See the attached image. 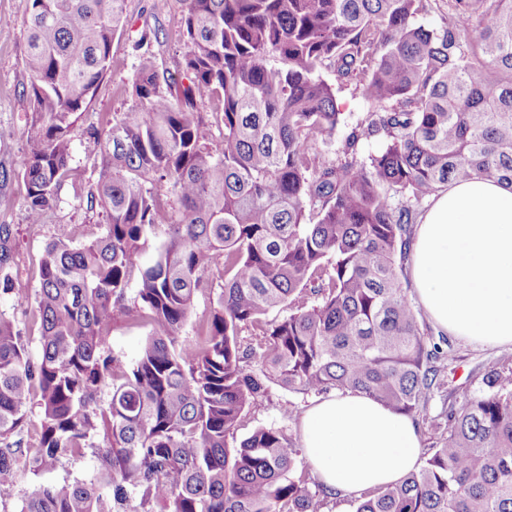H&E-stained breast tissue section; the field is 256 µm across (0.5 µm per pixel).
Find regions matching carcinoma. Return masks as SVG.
Masks as SVG:
<instances>
[{
	"mask_svg": "<svg viewBox=\"0 0 512 512\" xmlns=\"http://www.w3.org/2000/svg\"><path fill=\"white\" fill-rule=\"evenodd\" d=\"M125 2L23 0L32 224L73 179L70 131L108 69ZM185 3L188 84L165 90L140 61L138 105L107 132L98 176L77 196L103 210V231L81 245L57 237L32 270L39 361L0 312V503L26 471L19 512H322L332 493L309 487L283 430L228 444L274 384L365 394L433 438L420 469L355 512H512V360L489 367L476 395L417 417L445 367L403 280L424 200L476 176L512 187V0H452L439 29L418 22L432 0ZM475 18L467 50L460 34ZM324 69L371 105L331 160L317 143L341 113ZM206 99L220 103L218 152L196 108ZM376 137L382 149L361 158ZM149 178L173 201L151 195ZM159 227L166 238L142 267L141 241ZM219 264L216 306L195 342L179 341ZM0 294L28 295L10 224ZM280 307L288 317L268 319ZM115 319L152 326L126 365L106 347ZM88 453L92 479H44Z\"/></svg>",
	"mask_w": 512,
	"mask_h": 512,
	"instance_id": "obj_1",
	"label": "carcinoma"
}]
</instances>
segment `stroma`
<instances>
[{
  "label": "stroma",
  "instance_id": "1",
  "mask_svg": "<svg viewBox=\"0 0 512 512\" xmlns=\"http://www.w3.org/2000/svg\"><path fill=\"white\" fill-rule=\"evenodd\" d=\"M183 10V0H127L126 22L112 42L110 66L70 132L79 183L94 180L93 165L101 160V136L122 112L138 103L132 93V76L140 60L151 58L162 75L180 69L185 52ZM0 16L6 19L5 25H0V172L8 174L7 180H0V224L13 227V272L26 280L49 241L68 233L74 243L87 242L101 233L105 218L101 210L87 209L76 200L72 186L67 185L60 191L57 206L45 212L41 226L29 223L23 205L26 187L19 172L31 110L29 81L22 65L26 31L21 0H0ZM322 76L333 84L342 114L332 139L317 147L320 158L328 159L341 149L345 136L361 122L370 105L355 86L337 84L334 73L326 70ZM150 334V325L130 327L118 321L110 328L107 346L115 357L128 363L138 356ZM442 349L452 380L427 403L425 412L430 416L439 414L449 402H463L480 388L488 367L512 356L511 348L480 346L455 336L449 337ZM315 401L312 395L272 387L268 400L250 407L236 436L242 439L257 428L273 426L300 441L301 415Z\"/></svg>",
  "mask_w": 512,
  "mask_h": 512
}]
</instances>
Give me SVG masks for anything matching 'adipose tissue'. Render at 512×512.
I'll return each instance as SVG.
<instances>
[{"label":"adipose tissue","instance_id":"ef3b65f1","mask_svg":"<svg viewBox=\"0 0 512 512\" xmlns=\"http://www.w3.org/2000/svg\"><path fill=\"white\" fill-rule=\"evenodd\" d=\"M410 276L437 329L512 346V188L487 177L450 184L420 220ZM300 431L312 471L342 496L397 483L421 464L413 422L359 393L311 406Z\"/></svg>","mask_w":512,"mask_h":512}]
</instances>
